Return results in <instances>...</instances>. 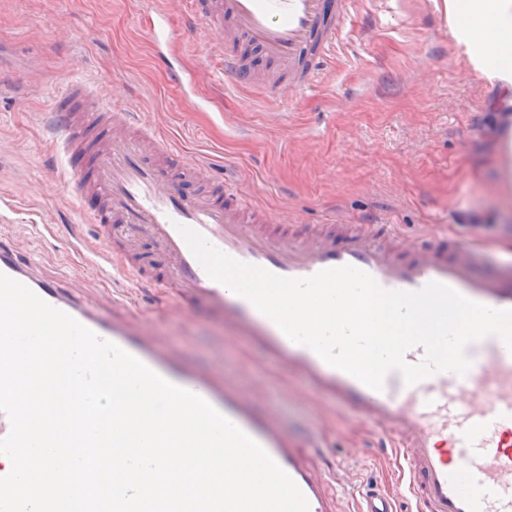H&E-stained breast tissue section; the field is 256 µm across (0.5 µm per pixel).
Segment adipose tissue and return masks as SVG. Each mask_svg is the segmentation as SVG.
Here are the masks:
<instances>
[{
    "label": "adipose tissue",
    "mask_w": 512,
    "mask_h": 512,
    "mask_svg": "<svg viewBox=\"0 0 512 512\" xmlns=\"http://www.w3.org/2000/svg\"><path fill=\"white\" fill-rule=\"evenodd\" d=\"M455 46L495 91L501 109L496 141L502 192L512 191V0H441Z\"/></svg>",
    "instance_id": "adipose-tissue-1"
}]
</instances>
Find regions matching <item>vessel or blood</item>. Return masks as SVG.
Listing matches in <instances>:
<instances>
[{
    "label": "vessel or blood",
    "instance_id": "vessel-or-blood-1",
    "mask_svg": "<svg viewBox=\"0 0 512 512\" xmlns=\"http://www.w3.org/2000/svg\"><path fill=\"white\" fill-rule=\"evenodd\" d=\"M184 18V36L197 34L219 46L226 76L246 84L243 46H258L275 65L261 92L286 84L301 94L315 87L330 49L353 10V0H173ZM168 9L158 10L148 36L155 49L169 47ZM56 141L64 156L57 168L64 186L85 184L101 200L93 214L101 254L110 270L151 282L148 268L123 254L120 244L136 233L150 234L160 247L174 307L188 313L201 301L224 316L236 335L247 337L289 371L309 381L316 394L334 400L349 415L400 440L408 470L407 494L416 512H512V351L498 337L470 344L465 375L435 374L406 386L390 372L382 390L326 364L312 349L291 341L267 316L227 286L213 280L179 233L186 226L217 249L243 263L285 278H305L344 265L369 275L384 289L414 292L439 282L465 297L497 309H512V269L479 276L473 271L475 245L467 239L440 246L437 238H407L376 226L352 225L344 246L326 238L305 240L274 226L269 211L254 206L236 189L188 196L170 173L191 169L199 179L214 170L187 166L176 147L153 139L146 127L123 111H109L88 87L71 82L53 105ZM116 132L93 148L94 176L83 183L70 159L86 143L89 129L102 123ZM0 273L29 287L100 338L120 346L157 374L212 404L257 441L298 485L309 512H335L326 484L307 467L294 440L276 417L259 413L251 400L225 387L204 368L166 352L157 338L120 310L102 316L71 300L37 268L0 247Z\"/></svg>",
    "mask_w": 512,
    "mask_h": 512
}]
</instances>
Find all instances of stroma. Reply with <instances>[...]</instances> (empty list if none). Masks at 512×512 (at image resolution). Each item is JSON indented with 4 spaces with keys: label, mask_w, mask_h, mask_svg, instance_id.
Masks as SVG:
<instances>
[{
    "label": "stroma",
    "mask_w": 512,
    "mask_h": 512,
    "mask_svg": "<svg viewBox=\"0 0 512 512\" xmlns=\"http://www.w3.org/2000/svg\"><path fill=\"white\" fill-rule=\"evenodd\" d=\"M161 3L0 0V241L100 312L126 307L164 349L273 413L339 512H360L367 489L397 486L392 438L230 336L213 311L177 316L160 289L87 269L99 201L55 182L51 105L66 83L83 82L298 234L333 218L392 224L410 238H472L483 250L474 271L485 275L512 266L491 87L459 55L433 0H360L314 90L255 97L225 85L205 43L181 40L173 56L197 75L186 92L147 36Z\"/></svg>",
    "instance_id": "obj_1"
}]
</instances>
